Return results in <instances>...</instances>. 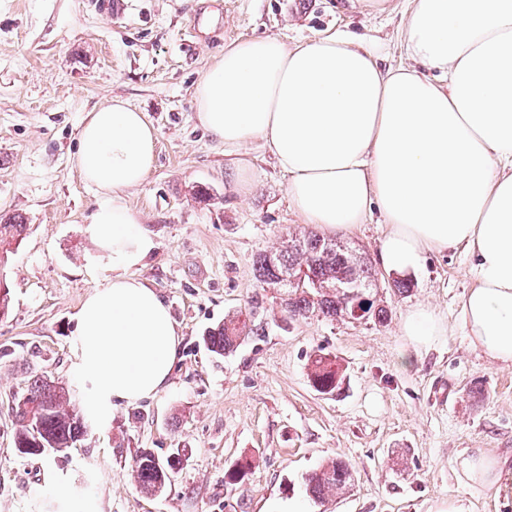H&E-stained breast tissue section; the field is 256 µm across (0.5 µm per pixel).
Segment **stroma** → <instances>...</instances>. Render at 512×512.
I'll return each instance as SVG.
<instances>
[{
	"label": "stroma",
	"mask_w": 512,
	"mask_h": 512,
	"mask_svg": "<svg viewBox=\"0 0 512 512\" xmlns=\"http://www.w3.org/2000/svg\"><path fill=\"white\" fill-rule=\"evenodd\" d=\"M200 0H125L109 18L95 0H0V216L27 230L0 259L9 309L0 316V512H62L60 490L92 512H429L439 498L466 512H512V493L473 497L459 478L463 455L482 449L512 468V365L490 362L461 331L415 353L400 333L407 312L432 307L455 325L470 284L463 252L430 256L408 274L410 292L379 271L369 293L388 320L289 319L283 292L259 284L255 258L299 229L287 177L259 144L247 199L224 185V146L196 122L194 86L227 42L347 29L387 43L389 65L407 64L400 24L408 0L374 17L346 0H212L224 29L194 41L189 17ZM145 112L157 158L127 195L155 250L138 275L162 296L182 335L169 387L91 422L61 454L18 455L11 406L36 370L82 398L70 340L92 287L112 270L84 227L97 193L70 165L86 112L112 97ZM237 316L255 334L222 357L206 329ZM336 358V393L316 392L310 355ZM191 449L171 484L154 496L131 476L137 451L166 457ZM342 458L354 471L343 494L319 503L302 486L308 471ZM242 483L224 476L243 459Z\"/></svg>",
	"instance_id": "1"
}]
</instances>
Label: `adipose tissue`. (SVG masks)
I'll list each match as a JSON object with an SVG mask.
<instances>
[{
    "label": "adipose tissue",
    "instance_id": "obj_1",
    "mask_svg": "<svg viewBox=\"0 0 512 512\" xmlns=\"http://www.w3.org/2000/svg\"><path fill=\"white\" fill-rule=\"evenodd\" d=\"M401 40L409 65L382 66L384 44L348 31L287 44L275 36L225 44L194 91L196 120L224 145L227 189L255 185L247 147L261 142L288 177L303 224L350 232L383 226L391 272L464 248L470 286L460 328L491 360L512 363V0H410ZM71 164L97 192L85 228L112 264L71 338L83 406L107 424L117 405L163 392L181 333L160 294L134 269L155 248L126 197L156 162L157 134L125 100L88 112ZM448 325L407 313L401 333L429 349ZM475 494L512 489V471L485 452L460 459Z\"/></svg>",
    "mask_w": 512,
    "mask_h": 512
}]
</instances>
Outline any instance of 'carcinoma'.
I'll return each mask as SVG.
<instances>
[{
    "label": "carcinoma",
    "instance_id": "carcinoma-1",
    "mask_svg": "<svg viewBox=\"0 0 512 512\" xmlns=\"http://www.w3.org/2000/svg\"><path fill=\"white\" fill-rule=\"evenodd\" d=\"M25 230L19 215L0 218V250L21 241ZM303 267L307 280L318 283L319 288L300 290L292 286L289 278ZM254 271L260 284L285 290L284 308L290 319L309 313L332 319L342 316L351 310L355 299L334 289V285L356 283L365 292L376 287L377 281L376 271L361 253L312 231L290 234L279 251L259 254ZM246 328V321L228 319L203 336L204 344L217 356L231 353ZM308 377L316 391L332 394L339 387L340 368L336 360L314 354L308 361ZM11 410L16 424L14 447L22 455H36L40 446L73 448L86 433L84 418L70 408L65 388L42 373H30L26 392L15 400ZM190 453L189 448H174L161 460L149 451L138 452L133 467L137 487L149 496L160 492ZM353 479L350 463L336 458L308 472L304 488L310 498L322 502L329 495L343 493Z\"/></svg>",
    "mask_w": 512,
    "mask_h": 512
}]
</instances>
